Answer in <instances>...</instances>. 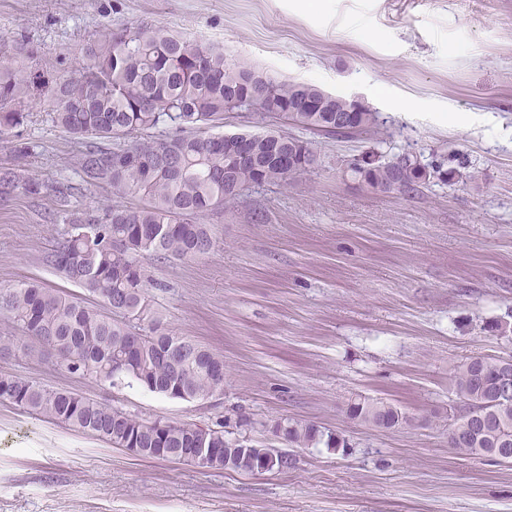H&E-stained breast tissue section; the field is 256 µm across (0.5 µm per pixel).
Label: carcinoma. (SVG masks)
Returning <instances> with one entry per match:
<instances>
[{
    "label": "carcinoma",
    "instance_id": "1",
    "mask_svg": "<svg viewBox=\"0 0 512 512\" xmlns=\"http://www.w3.org/2000/svg\"><path fill=\"white\" fill-rule=\"evenodd\" d=\"M37 50L15 38L0 44V142L21 137L26 113L18 109L39 92L51 94L54 121L82 140L80 172L85 182L138 201L134 207H107L56 238L48 261L70 282L98 299L90 305L37 281L0 289V314L21 335L0 336V360L10 359L36 339L42 354L71 375L137 385L168 398L207 399L224 390L218 370L224 357L187 336H179L151 315L145 255L194 259L214 246L209 225L199 219L238 201L243 192L283 186L295 174L318 166L311 144L269 130L263 133L210 134L224 117L248 110L324 138L369 132L377 113L354 98L332 95L309 84L288 82L224 57V47L191 40L163 27L135 26L108 31L85 48L87 64L74 77L51 76L34 65ZM161 124L174 135L142 141L138 134ZM345 173L376 191L412 193L431 174L442 181L454 171L433 170L406 152L382 161L366 152L347 163ZM38 185L0 170V190ZM141 332L138 343L130 337ZM512 356H475L454 369L463 414L449 428V447L463 455L512 456V406L492 404ZM66 428L93 435L114 448H138L144 457L186 463L199 448L237 457L245 472L261 457L278 453L246 438H229L223 428L177 421H147L81 393L49 390L35 381L0 374V401ZM351 416L391 429L408 421L393 405L353 402ZM290 448L339 450L345 439L302 422L276 421Z\"/></svg>",
    "mask_w": 512,
    "mask_h": 512
}]
</instances>
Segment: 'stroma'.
<instances>
[{
	"mask_svg": "<svg viewBox=\"0 0 512 512\" xmlns=\"http://www.w3.org/2000/svg\"><path fill=\"white\" fill-rule=\"evenodd\" d=\"M130 24L359 99L380 127L349 140L302 132L315 170L203 216L209 254L143 258L156 317L223 355L222 393L186 401L83 379L33 338L0 373L273 447L268 426L284 419L348 446L299 449L286 471L201 470L0 403V512H512V463L448 446L455 366L512 355V0H0V38L25 37L53 75L77 74L88 43ZM24 109L28 153L0 145V169L41 192L0 194V288L35 279L74 294L47 260L51 241L113 195L82 181L76 140L46 97ZM370 149L467 166L451 183L382 193L343 172ZM359 399L408 422L352 418Z\"/></svg>",
	"mask_w": 512,
	"mask_h": 512,
	"instance_id": "35a3bbf8",
	"label": "stroma"
}]
</instances>
